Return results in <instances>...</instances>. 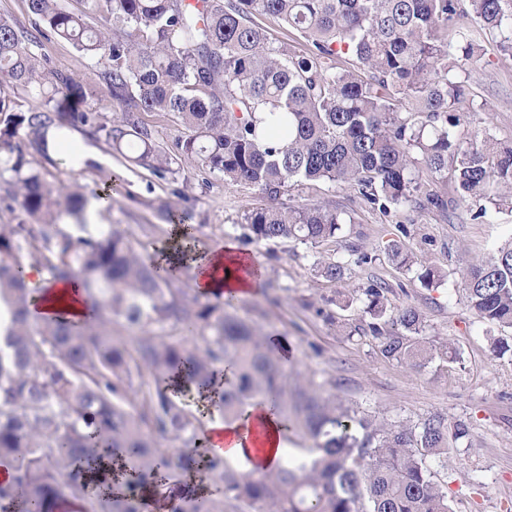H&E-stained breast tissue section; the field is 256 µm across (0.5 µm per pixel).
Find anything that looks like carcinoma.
I'll return each mask as SVG.
<instances>
[{"label": "carcinoma", "mask_w": 512, "mask_h": 512, "mask_svg": "<svg viewBox=\"0 0 512 512\" xmlns=\"http://www.w3.org/2000/svg\"><path fill=\"white\" fill-rule=\"evenodd\" d=\"M61 0H28L33 31L0 15V72L31 88L62 113L84 101V86L53 72L36 52L40 39L72 42L102 66L112 107L124 112L107 123L98 112H71L73 121L101 133L112 150L160 176L173 159L139 125L138 112L175 116L181 156L199 172L258 188L277 198L290 183L328 181L358 189L386 212L448 209L445 196L422 190L420 173L453 172L461 198L512 206V143L490 128L464 140L460 105L465 80L459 56L478 44L460 27L461 0H82L70 12ZM478 31L499 55L512 57V0H467ZM275 16L297 30L308 51L295 55L269 42L253 17ZM125 26L111 32L104 19ZM349 54L355 64L337 66ZM62 85L63 101L45 92ZM51 111V112H53ZM38 108L16 112L0 92V152L23 136L50 159L66 126ZM277 116L264 129L256 113ZM5 193L19 205L14 223L0 224V304L8 312L7 353L0 355V512H143L146 492L173 469H197L220 488L203 496L183 482L168 486L166 512H453L432 464H448L447 426L437 417L383 425L315 390L289 393L282 356L228 309L222 295L202 302L179 288L180 267L197 228L183 224V243L167 266L143 262L124 231L113 224L92 233L83 223L87 197L46 180L22 155L0 157ZM35 220L38 225L29 223ZM72 219L84 235L60 228ZM256 240L318 244L347 223L331 205L256 208L245 214ZM29 240L24 257L19 242ZM399 267L416 270L426 287L441 272L390 246ZM354 250L346 260L317 262L331 282L351 266L369 264ZM51 281H81L88 319L32 320L27 263ZM470 308L484 321L512 329V240L474 264L463 281ZM364 333L380 354L420 366L448 360L423 337L424 318L406 307L387 316V289L363 290ZM124 322L141 334L126 340L112 327ZM179 340L162 334L166 325ZM208 393L226 421L246 408L270 404L313 441L304 458L283 449L280 462L260 479L233 470L200 444L198 418L180 407L169 387L178 383ZM182 441L176 454L160 446ZM109 453L130 467L120 495L102 496L108 474L98 461Z\"/></svg>", "instance_id": "1"}]
</instances>
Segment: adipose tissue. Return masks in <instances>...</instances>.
<instances>
[{
	"instance_id": "adipose-tissue-1",
	"label": "adipose tissue",
	"mask_w": 512,
	"mask_h": 512,
	"mask_svg": "<svg viewBox=\"0 0 512 512\" xmlns=\"http://www.w3.org/2000/svg\"><path fill=\"white\" fill-rule=\"evenodd\" d=\"M183 264L192 273L194 288L207 296L222 292L228 296L242 297L250 294L258 282L249 257L241 255L237 245L229 240L209 247L201 257L184 259ZM25 274L28 287L35 290L30 306L31 318L39 319L60 312L74 320L87 316L88 308L79 283L49 281L38 266L31 264L27 265ZM256 421L264 428L261 441L263 453L259 460L251 461L248 472L254 476L267 473L286 445L287 430L266 406H250L241 419L231 423L207 421L204 442L207 447H214L215 433H222V453L225 457L248 458L250 450L246 442Z\"/></svg>"
}]
</instances>
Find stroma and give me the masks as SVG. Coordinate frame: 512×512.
Here are the masks:
<instances>
[{
	"label": "stroma",
	"mask_w": 512,
	"mask_h": 512,
	"mask_svg": "<svg viewBox=\"0 0 512 512\" xmlns=\"http://www.w3.org/2000/svg\"><path fill=\"white\" fill-rule=\"evenodd\" d=\"M477 41L481 55L463 64L468 96L458 132L487 126L497 139L512 141V58L500 57L485 36ZM38 52L49 70L84 83L86 108L111 117L109 88L93 60L62 39L43 41ZM68 134L82 152L83 166L71 165L60 150L41 156L24 138L15 139L14 147L48 181L79 185L89 196L111 187V210L87 212L86 220L119 225L143 260L173 242L172 225L160 212L168 203L196 226L199 249L236 242L259 264L262 281L252 294L235 300L232 312L284 342L289 385L313 386L388 423L433 416L449 425L464 423L469 435L451 443L448 465L438 475L454 512H512V351L500 355L491 348L493 339L510 338L512 330L483 322L462 291L470 267L512 237L511 210L504 207L486 221H472L471 203L460 200L453 182L438 180L429 187L447 194L444 213L404 207L384 213L357 190L325 181L295 183L272 200L244 184L202 179L185 161L160 178L132 165L82 126H69ZM311 204L336 206L353 221L316 245L246 235L249 209ZM393 241L418 261L447 271V279L429 288L421 285L415 273L389 260L386 247ZM354 247L371 253L373 263L354 267L341 282L320 276L316 261L340 259ZM376 279L388 287L390 309L417 308L427 341L450 343L455 360L406 366L382 357L371 337L355 334L366 317L353 295Z\"/></svg>",
	"instance_id": "obj_1"
}]
</instances>
